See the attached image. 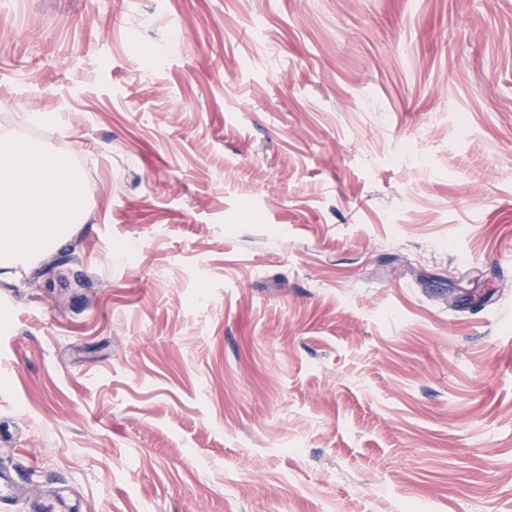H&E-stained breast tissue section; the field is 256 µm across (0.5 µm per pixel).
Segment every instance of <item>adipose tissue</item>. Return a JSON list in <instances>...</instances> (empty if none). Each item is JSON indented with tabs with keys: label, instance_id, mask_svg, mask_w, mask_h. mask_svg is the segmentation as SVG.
<instances>
[{
	"label": "adipose tissue",
	"instance_id": "ef3b65f1",
	"mask_svg": "<svg viewBox=\"0 0 512 512\" xmlns=\"http://www.w3.org/2000/svg\"><path fill=\"white\" fill-rule=\"evenodd\" d=\"M87 220L80 174L0 127V269H25Z\"/></svg>",
	"mask_w": 512,
	"mask_h": 512
}]
</instances>
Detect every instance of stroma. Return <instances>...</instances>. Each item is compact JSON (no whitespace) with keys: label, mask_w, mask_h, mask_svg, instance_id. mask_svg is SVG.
<instances>
[{"label":"stroma","mask_w":512,"mask_h":512,"mask_svg":"<svg viewBox=\"0 0 512 512\" xmlns=\"http://www.w3.org/2000/svg\"><path fill=\"white\" fill-rule=\"evenodd\" d=\"M1 125L0 512H512V0H0ZM80 174L0 127V269H27L85 224Z\"/></svg>","instance_id":"stroma-1"}]
</instances>
